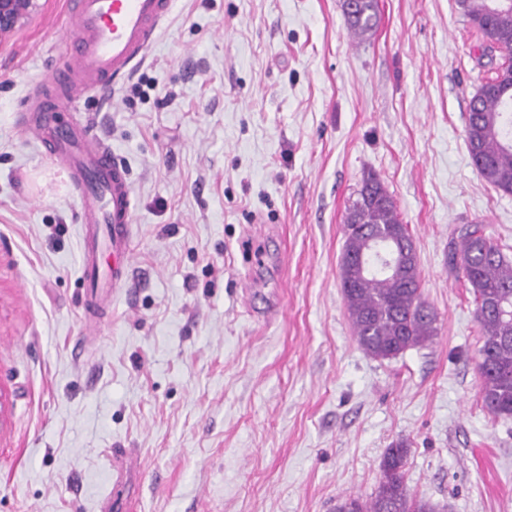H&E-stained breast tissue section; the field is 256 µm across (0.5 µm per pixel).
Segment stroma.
<instances>
[{
    "label": "stroma",
    "mask_w": 512,
    "mask_h": 512,
    "mask_svg": "<svg viewBox=\"0 0 512 512\" xmlns=\"http://www.w3.org/2000/svg\"><path fill=\"white\" fill-rule=\"evenodd\" d=\"M177 0L126 80L61 106L125 166V285L86 320L79 211L29 124L69 60L65 0L0 40V512H334L393 444L448 512H512V417L483 407L479 328L448 261L462 225L512 257V194L474 171L465 117L503 53L456 0ZM384 180L438 314L375 359L340 288L345 217ZM134 450L132 486L109 457ZM343 7L346 23L355 36H363L376 28V0H344Z\"/></svg>",
    "instance_id": "35a3bbf8"
}]
</instances>
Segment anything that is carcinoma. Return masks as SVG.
<instances>
[{"mask_svg":"<svg viewBox=\"0 0 512 512\" xmlns=\"http://www.w3.org/2000/svg\"><path fill=\"white\" fill-rule=\"evenodd\" d=\"M463 15L490 47L512 53V0H457ZM350 31L363 36L378 23L377 0H344ZM512 68L479 87L469 103L465 133L472 165L495 188L512 194ZM340 284L359 347L374 358L391 359L424 347L437 336L438 315L424 300L418 260L408 226L381 177L364 175L345 219ZM471 288L482 336L478 370L482 400L495 417L512 416V259L470 224L449 256ZM407 445L388 449L381 478L370 499L344 498L336 512H438L417 498L405 480Z\"/></svg>","mask_w":512,"mask_h":512,"instance_id":"cac0c4a2","label":"carcinoma"}]
</instances>
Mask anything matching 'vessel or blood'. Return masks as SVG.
<instances>
[{
	"label": "vessel or blood",
	"instance_id": "1",
	"mask_svg": "<svg viewBox=\"0 0 512 512\" xmlns=\"http://www.w3.org/2000/svg\"><path fill=\"white\" fill-rule=\"evenodd\" d=\"M175 0H67L73 62L50 86L67 105L126 76L146 57ZM39 143L66 166L75 181L82 231V273L89 288H113L125 275L124 258L134 197L126 170L111 148L63 124L54 106L33 119Z\"/></svg>",
	"mask_w": 512,
	"mask_h": 512
}]
</instances>
